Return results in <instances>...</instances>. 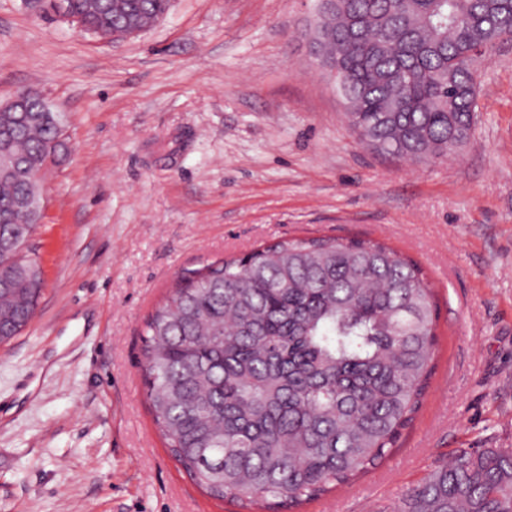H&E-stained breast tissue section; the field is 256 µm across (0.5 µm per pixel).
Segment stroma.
<instances>
[{
  "label": "stroma",
  "mask_w": 512,
  "mask_h": 512,
  "mask_svg": "<svg viewBox=\"0 0 512 512\" xmlns=\"http://www.w3.org/2000/svg\"><path fill=\"white\" fill-rule=\"evenodd\" d=\"M318 19L317 0H173L112 42L0 0V101L40 92L66 130L27 245L36 314L0 344V512H247L165 447L143 331L178 277L293 237L416 260L440 337L396 448L302 512H395L456 451L512 448V41L479 71L470 141L414 163L361 143Z\"/></svg>",
  "instance_id": "1"
}]
</instances>
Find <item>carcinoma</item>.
<instances>
[{"mask_svg":"<svg viewBox=\"0 0 512 512\" xmlns=\"http://www.w3.org/2000/svg\"><path fill=\"white\" fill-rule=\"evenodd\" d=\"M91 35L139 34L171 0H69ZM316 53L334 72L361 142L439 160L472 136L480 64L512 38V0H320ZM59 112H0V343L42 293L25 253L43 206L36 178ZM439 344L421 265L374 239L297 237L220 259L176 282L146 322L142 371L153 422L212 498L254 512L299 509L352 484L420 411ZM396 512H512V448L466 449Z\"/></svg>","mask_w":512,"mask_h":512,"instance_id":"cac0c4a2","label":"carcinoma"}]
</instances>
